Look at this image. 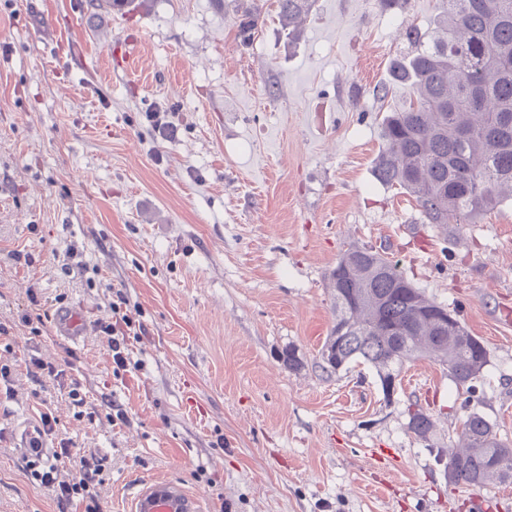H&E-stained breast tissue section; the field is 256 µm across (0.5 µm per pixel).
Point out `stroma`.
Listing matches in <instances>:
<instances>
[{
	"instance_id": "obj_1",
	"label": "stroma",
	"mask_w": 512,
	"mask_h": 512,
	"mask_svg": "<svg viewBox=\"0 0 512 512\" xmlns=\"http://www.w3.org/2000/svg\"><path fill=\"white\" fill-rule=\"evenodd\" d=\"M247 2L245 45L234 0H0V366L17 368L0 428L48 410L106 456L102 512H135L158 480L194 512H512V483L444 476L469 411L512 441V201L444 233L375 175L382 123L413 97L390 65L406 30L432 35L440 0H315L295 41L278 0ZM128 36L143 40L134 76L114 47ZM353 245L486 345L473 389L427 358L389 398L369 365L315 371L329 274ZM117 290L144 325L128 344L143 365L120 380L94 326ZM33 296L79 308L83 341L19 326ZM26 357L65 374L35 382ZM414 409L436 422L429 440ZM24 466L0 441V512H58Z\"/></svg>"
}]
</instances>
